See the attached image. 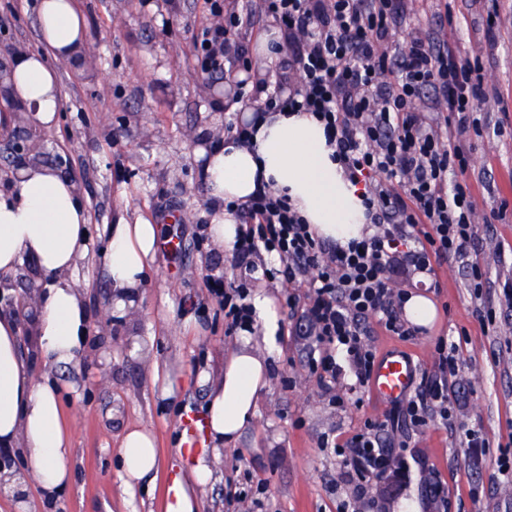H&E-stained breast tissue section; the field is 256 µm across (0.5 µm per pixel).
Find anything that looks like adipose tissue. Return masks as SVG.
<instances>
[{"label": "adipose tissue", "instance_id": "adipose-tissue-1", "mask_svg": "<svg viewBox=\"0 0 512 512\" xmlns=\"http://www.w3.org/2000/svg\"><path fill=\"white\" fill-rule=\"evenodd\" d=\"M41 50H21L7 62L0 101L25 112L31 125L52 126L62 108L56 63L72 62L86 49L85 23L75 0H36ZM204 157L201 178L212 211L209 233L230 245L240 227L224 205L244 202L258 183L279 189L321 238L347 243L367 228L361 193L331 158L324 125L304 112H274L260 122L254 143L195 147ZM89 213L77 184L48 165L22 167L0 183V274L34 261L50 282L36 300V334L51 361L69 364L86 345L88 315L73 279L87 248ZM160 227L150 219L119 220L109 229L104 258L107 279L120 299H132L155 260ZM268 381V363L242 347L224 364L206 407L210 441H235L253 415ZM0 447L26 450L28 475L45 491L63 488L70 477L71 431L55 386L37 382L19 349V329L0 314ZM186 468L172 479L165 512H197L199 487L212 471L207 449H183ZM159 465L153 435L141 428L122 440L121 476L126 490Z\"/></svg>", "mask_w": 512, "mask_h": 512}]
</instances>
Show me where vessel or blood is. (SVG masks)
<instances>
[{
    "mask_svg": "<svg viewBox=\"0 0 512 512\" xmlns=\"http://www.w3.org/2000/svg\"><path fill=\"white\" fill-rule=\"evenodd\" d=\"M417 376L418 366L409 353L397 347L387 349L373 368L369 380L370 394L380 406H388L410 395ZM182 436L185 447H201L205 436L203 418L192 412L185 415Z\"/></svg>",
    "mask_w": 512,
    "mask_h": 512,
    "instance_id": "b4317fda",
    "label": "vessel or blood"
}]
</instances>
